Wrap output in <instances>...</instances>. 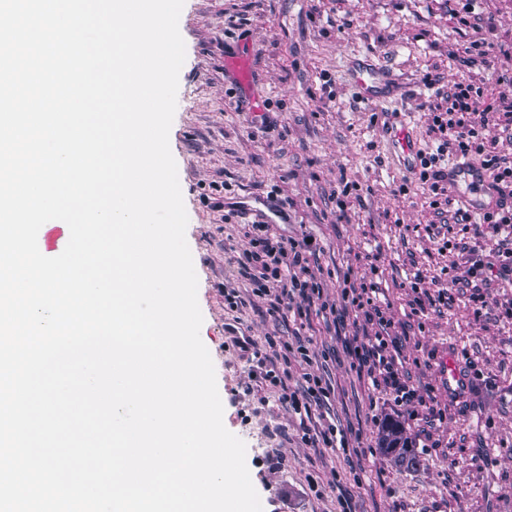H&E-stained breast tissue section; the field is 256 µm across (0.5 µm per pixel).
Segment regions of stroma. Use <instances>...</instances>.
<instances>
[{"instance_id":"1","label":"stroma","mask_w":512,"mask_h":512,"mask_svg":"<svg viewBox=\"0 0 512 512\" xmlns=\"http://www.w3.org/2000/svg\"><path fill=\"white\" fill-rule=\"evenodd\" d=\"M460 8L459 0H184L186 56L169 145L198 277L200 338L215 367L224 425L246 445L263 512H512V327L496 304L474 316L463 282L448 307L405 321L406 272L437 278L457 256L440 250L425 225L449 224V239L468 243L473 233L452 223L454 206L437 214L427 185L391 162L350 74L355 59L388 67L394 89L383 110L405 113L428 144V107L454 84L495 92L499 78L512 75V0H484L481 20L470 27L458 24ZM483 39L495 44L490 65L462 66L464 47ZM237 55L250 62L251 90L227 67ZM428 74L435 79L429 86ZM347 182L358 197L343 196ZM247 197L280 206L279 232L317 237L322 249L310 263L322 270L329 299H337L345 271L368 275L356 258L363 242L381 244L379 274L403 334L410 382L446 406L443 423L422 429L351 370L344 338L352 326L338 331L314 315L301 327L269 316L260 301L225 312L224 285L243 284L237 261L248 247ZM342 209L349 219L340 223ZM297 332L312 338L319 357L311 372L330 388L320 424L360 430L361 453L308 447L298 415L281 407L273 389L263 388L262 406L252 394L256 364L231 346L232 337L261 343ZM463 349L483 376L454 403L442 388L441 360ZM385 418L410 439L411 467L383 448ZM313 480L321 492L311 491Z\"/></svg>"}]
</instances>
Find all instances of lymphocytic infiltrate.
I'll list each match as a JSON object with an SVG mask.
<instances>
[{"label": "lymphocytic infiltrate", "mask_w": 512, "mask_h": 512, "mask_svg": "<svg viewBox=\"0 0 512 512\" xmlns=\"http://www.w3.org/2000/svg\"><path fill=\"white\" fill-rule=\"evenodd\" d=\"M482 96L481 89L458 83L447 95L446 109L431 105L433 117L428 131L436 149L424 152L420 173L421 182L427 183L431 192H438L441 163L452 155L474 154L497 186L495 210L477 215L460 208L454 214L456 223L472 227L476 237L496 241L498 246L500 261L496 264L477 259L474 249L465 251L466 278L474 283L469 300L477 316L493 302L491 287L512 288V159L491 150L483 137L489 127L512 126V87L492 95L487 104L482 103ZM246 236L249 247L238 261V273L248 282L250 296L264 300L270 315L306 321L315 312L341 322L347 314H354L355 333L349 355L355 372L391 396L395 406L411 407L412 419L430 426L443 421L436 400L421 395L405 374L406 359L393 332V304L381 283L344 279L340 302L330 301L308 261L317 246L313 235L298 240L278 233L273 225L253 224ZM423 283L424 277L418 272L407 273L402 282L413 294L406 318L423 317L448 303L447 289L430 290ZM263 367L265 378L279 389V402L299 415L305 442L313 448H336L348 453L349 440L338 437L335 425L312 422V409L327 397L329 386L320 377L308 374L304 377L306 389L298 393L289 389L288 372L278 363L267 360Z\"/></svg>", "instance_id": "lymphocytic-infiltrate-1"}]
</instances>
